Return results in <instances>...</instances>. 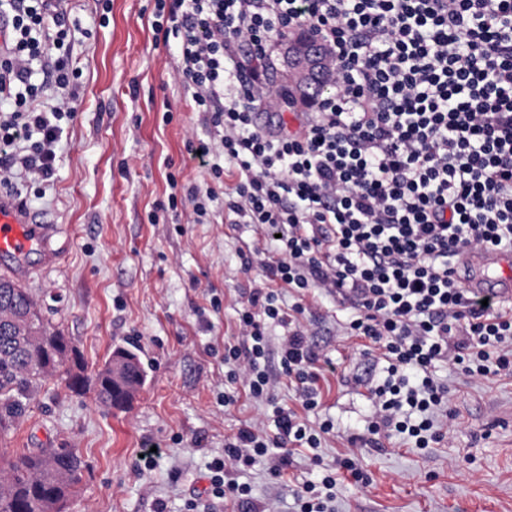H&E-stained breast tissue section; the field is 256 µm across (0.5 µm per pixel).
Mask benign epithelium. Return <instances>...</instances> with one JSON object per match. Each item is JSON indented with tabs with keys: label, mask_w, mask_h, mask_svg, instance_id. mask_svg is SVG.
<instances>
[{
	"label": "benign epithelium",
	"mask_w": 512,
	"mask_h": 512,
	"mask_svg": "<svg viewBox=\"0 0 512 512\" xmlns=\"http://www.w3.org/2000/svg\"><path fill=\"white\" fill-rule=\"evenodd\" d=\"M281 72L302 99L312 95L316 87L324 91L334 87L330 52L311 35H297L282 43Z\"/></svg>",
	"instance_id": "obj_1"
}]
</instances>
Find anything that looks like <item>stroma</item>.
Returning a JSON list of instances; mask_svg holds the SVG:
<instances>
[{
    "instance_id": "stroma-1",
    "label": "stroma",
    "mask_w": 512,
    "mask_h": 512,
    "mask_svg": "<svg viewBox=\"0 0 512 512\" xmlns=\"http://www.w3.org/2000/svg\"><path fill=\"white\" fill-rule=\"evenodd\" d=\"M66 7L70 22L92 36L72 46L80 90L53 183L39 194L13 191L52 228V260L32 254L21 285L71 338L87 371L121 346L138 354L147 377L125 408L112 410L70 392L64 378H48L14 430L0 435V448L77 449L85 468L67 512H183L189 490L205 487L206 465L225 438L246 423L262 427L272 411L244 394L229 409L217 402L228 371L224 344L236 341L238 311L266 261L262 233L225 210L232 181L214 183L206 169L183 163L186 140L205 127L173 78L176 40L155 38L154 0H110L106 9L68 0ZM171 173L215 186L210 220L195 223L188 207L160 209ZM284 299L302 304L301 323L336 367L320 379V407L310 415L336 422L322 447L330 464L373 413L357 381L367 357L336 301L315 290ZM436 375L448 383L456 412L447 441L420 450L394 438L381 451L359 449L370 484L344 480L338 512H512V377L474 381L445 364ZM152 444L159 465L136 470L139 452ZM294 458L290 483L261 464L238 479L251 484L256 502L292 512L293 486L314 475L303 452Z\"/></svg>"
}]
</instances>
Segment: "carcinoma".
<instances>
[{
    "label": "carcinoma",
    "instance_id": "1",
    "mask_svg": "<svg viewBox=\"0 0 512 512\" xmlns=\"http://www.w3.org/2000/svg\"><path fill=\"white\" fill-rule=\"evenodd\" d=\"M126 383L139 388L146 372L137 354L118 348L102 367L88 374L71 339L39 311L27 289L0 276V433L9 431L29 408L42 382L59 372L67 388L90 392L106 407L122 409L129 401L112 389V361L121 354ZM84 462L74 448L0 450V512H63L79 493Z\"/></svg>",
    "mask_w": 512,
    "mask_h": 512
}]
</instances>
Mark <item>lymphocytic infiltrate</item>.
Masks as SVG:
<instances>
[{
    "label": "lymphocytic infiltrate",
    "mask_w": 512,
    "mask_h": 512,
    "mask_svg": "<svg viewBox=\"0 0 512 512\" xmlns=\"http://www.w3.org/2000/svg\"><path fill=\"white\" fill-rule=\"evenodd\" d=\"M0 14V183L45 185L60 121L76 115L72 29L53 0H0ZM152 16L156 38L178 39L174 77L210 130L187 139V162L234 176L225 208L272 245L239 315L241 340L224 345L225 379L264 402L279 373L300 402L274 408L273 433L246 425L225 440L188 512L249 500L234 472L265 459L282 477L300 448L319 479L294 491L295 512H336L342 473L362 485L364 469L319 452L335 423L304 414L334 366L300 323L303 306L286 308L279 289L341 299L349 334L379 352L385 377H367L374 412L351 445L444 441L455 412L439 364L471 380L512 376V305L462 288L455 267L463 251L512 250V0H154ZM298 29L330 48L336 77L309 106L268 75L276 43ZM37 68L60 91L52 107L31 81ZM259 104L276 125L255 124ZM273 325L287 330L275 351Z\"/></svg>",
    "instance_id": "obj_1"
}]
</instances>
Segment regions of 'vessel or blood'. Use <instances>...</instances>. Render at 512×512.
I'll list each match as a JSON object with an SVG mask.
<instances>
[{
	"label": "vessel or blood",
	"instance_id": "obj_1",
	"mask_svg": "<svg viewBox=\"0 0 512 512\" xmlns=\"http://www.w3.org/2000/svg\"><path fill=\"white\" fill-rule=\"evenodd\" d=\"M49 229L34 223L30 213L11 197L0 195V256L9 264L5 275L22 278L23 263L33 252H48ZM459 280L470 291L512 302V252H466L457 259Z\"/></svg>",
	"mask_w": 512,
	"mask_h": 512
}]
</instances>
